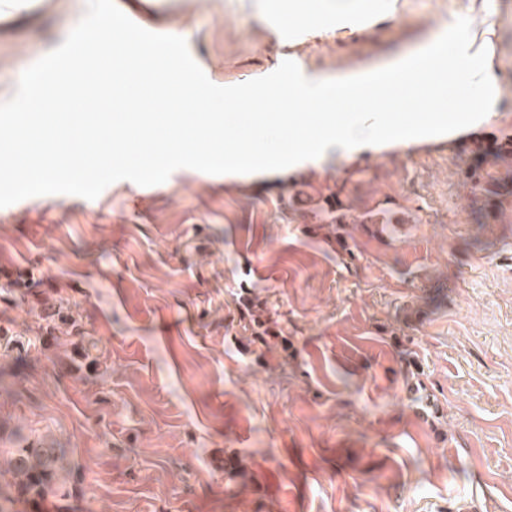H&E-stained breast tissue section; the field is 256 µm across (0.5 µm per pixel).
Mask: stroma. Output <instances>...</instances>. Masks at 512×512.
<instances>
[{"label": "stroma", "instance_id": "1", "mask_svg": "<svg viewBox=\"0 0 512 512\" xmlns=\"http://www.w3.org/2000/svg\"><path fill=\"white\" fill-rule=\"evenodd\" d=\"M78 2L0 0V93ZM257 2L115 0L220 86L286 59L333 78L475 16L498 107L415 144L0 208V423L76 466L38 512H512V223L474 224L464 184L512 142V0L279 34Z\"/></svg>", "mask_w": 512, "mask_h": 512}]
</instances>
